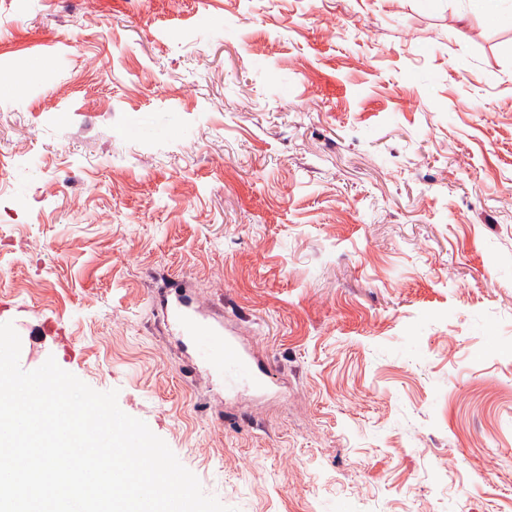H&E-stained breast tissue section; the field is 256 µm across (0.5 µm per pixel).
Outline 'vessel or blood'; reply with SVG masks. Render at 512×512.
Segmentation results:
<instances>
[{
    "label": "vessel or blood",
    "mask_w": 512,
    "mask_h": 512,
    "mask_svg": "<svg viewBox=\"0 0 512 512\" xmlns=\"http://www.w3.org/2000/svg\"><path fill=\"white\" fill-rule=\"evenodd\" d=\"M167 309L180 335L192 343L193 366L213 373L229 390L260 384L261 377L251 353L241 350L233 339L225 336L223 324L206 322L200 309L189 307L178 299L171 301Z\"/></svg>",
    "instance_id": "1"
}]
</instances>
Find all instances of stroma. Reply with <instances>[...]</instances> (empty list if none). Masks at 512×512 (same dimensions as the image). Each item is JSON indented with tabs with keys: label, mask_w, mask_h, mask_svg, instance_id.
Listing matches in <instances>:
<instances>
[{
	"label": "stroma",
	"mask_w": 512,
	"mask_h": 512,
	"mask_svg": "<svg viewBox=\"0 0 512 512\" xmlns=\"http://www.w3.org/2000/svg\"><path fill=\"white\" fill-rule=\"evenodd\" d=\"M0 171L22 369L117 391L205 494L512 512V24L470 0H0ZM168 289L263 387L191 370Z\"/></svg>",
	"instance_id": "obj_1"
}]
</instances>
